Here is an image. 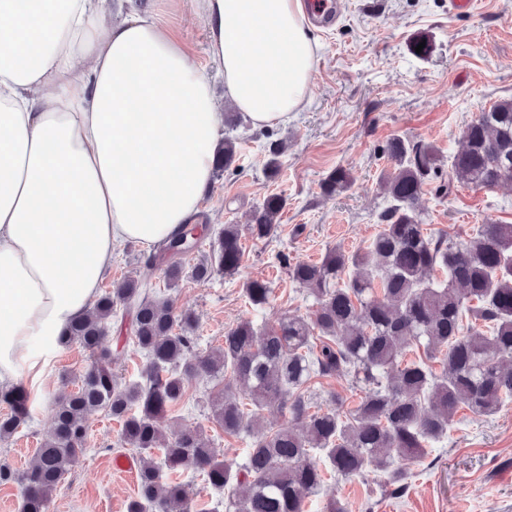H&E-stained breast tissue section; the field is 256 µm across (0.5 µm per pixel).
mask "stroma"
<instances>
[{
  "label": "stroma",
  "instance_id": "obj_1",
  "mask_svg": "<svg viewBox=\"0 0 512 512\" xmlns=\"http://www.w3.org/2000/svg\"><path fill=\"white\" fill-rule=\"evenodd\" d=\"M201 0H163L166 16L186 29L197 60L212 80L216 100L224 98V79L207 53ZM331 27L312 22L319 48L311 87L300 111L287 122L256 128L245 118L225 115L224 133L236 138L240 155L213 177L197 214L202 224L200 251H209L224 225L246 226L252 210L272 193L286 200L279 226L270 238L243 235L239 274L215 273L198 283L183 276L168 288L177 310L198 319V351L222 344L224 332L250 316L243 285L247 279L270 280L274 296L259 322L278 325L287 315H305L311 303L278 262H316L327 249L354 252L378 231L377 214L388 206L380 174L389 161L383 148L390 137L424 140L450 156L468 122L494 101L512 96V0H476L467 13H452L448 0H333ZM428 34L435 51L429 59L408 50L417 33ZM284 144L280 172L268 178L264 164L271 142ZM349 171L348 189L333 198L320 184L336 168ZM419 208L427 233L464 238L491 219L512 224V186L478 189L458 186L436 199L424 192ZM166 265L151 259L139 244L129 243L112 260L102 283L132 275L153 286H166ZM110 365L121 382L137 379L145 362L134 345L127 319L113 318L104 338ZM89 360L78 346L59 349L50 359L33 419L9 440L0 442V463L28 468L37 448L48 439L50 411L56 396L75 390ZM217 382L196 378L188 396L161 421L165 436L201 430L215 448L242 454L244 440L226 437L211 419L209 395ZM134 458L120 446V425L106 412L87 420L85 451L59 483L48 512H126L137 491L136 474L115 469L119 457ZM406 494L391 497L380 474L362 479L329 478L306 512H325L339 502L344 512H512V400L490 417L471 420L458 411L448 436L435 443L428 462L413 466Z\"/></svg>",
  "mask_w": 512,
  "mask_h": 512
}]
</instances>
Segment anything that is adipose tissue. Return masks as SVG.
Wrapping results in <instances>:
<instances>
[{"label": "adipose tissue", "mask_w": 512, "mask_h": 512, "mask_svg": "<svg viewBox=\"0 0 512 512\" xmlns=\"http://www.w3.org/2000/svg\"><path fill=\"white\" fill-rule=\"evenodd\" d=\"M0 0V385L39 381L129 242L196 215L224 139L210 77L155 11L62 0L20 32ZM224 97L255 126L309 91L302 0H202Z\"/></svg>", "instance_id": "ef3b65f1"}]
</instances>
